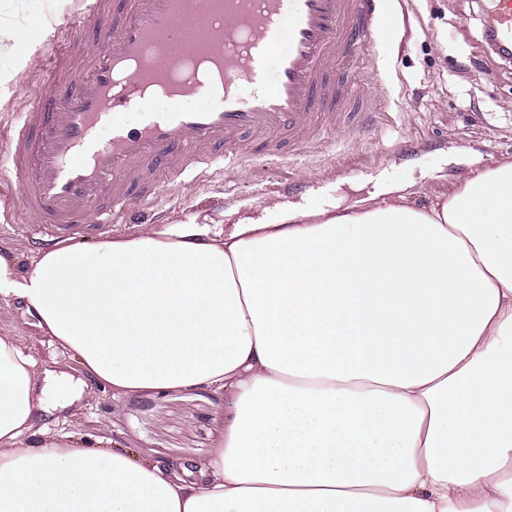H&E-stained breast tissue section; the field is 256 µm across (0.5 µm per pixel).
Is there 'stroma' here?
<instances>
[{
    "label": "stroma",
    "mask_w": 512,
    "mask_h": 512,
    "mask_svg": "<svg viewBox=\"0 0 512 512\" xmlns=\"http://www.w3.org/2000/svg\"><path fill=\"white\" fill-rule=\"evenodd\" d=\"M397 23L380 31L337 72L356 75L353 92L376 107L369 131L344 124L324 129L309 149L293 156H258L225 169L216 163L170 180L150 204L125 210L112 236L169 224L201 212L214 222L230 207L259 214L268 201L318 205L339 183L373 186L383 178L410 189L417 206L461 180L512 161V65L490 57L483 41L484 15L478 0H378ZM79 0H0V69L11 78L0 85V131L28 103L42 76L41 61L61 41L83 40L87 29ZM50 32H43V22ZM24 30L34 54L28 67H12L13 28ZM46 234L22 235L0 216V251L28 266L34 253L51 244ZM15 336L40 367L75 377L82 368L71 353L45 336L18 304H0V334ZM224 417L223 396L206 389L152 392L114 398L109 387L89 384L82 400L58 412L53 430L73 434L82 448H119L154 462L191 465L212 453Z\"/></svg>",
    "instance_id": "1"
}]
</instances>
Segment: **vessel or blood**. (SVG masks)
Instances as JSON below:
<instances>
[{"label": "vessel or blood", "mask_w": 512, "mask_h": 512, "mask_svg": "<svg viewBox=\"0 0 512 512\" xmlns=\"http://www.w3.org/2000/svg\"><path fill=\"white\" fill-rule=\"evenodd\" d=\"M86 49H61L7 143L24 223L95 234L198 165L300 149L336 121L372 45L370 0H81ZM485 36L512 49V0H485ZM203 106H195V99Z\"/></svg>", "instance_id": "1"}]
</instances>
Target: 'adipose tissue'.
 <instances>
[{"label":"adipose tissue","mask_w":512,"mask_h":512,"mask_svg":"<svg viewBox=\"0 0 512 512\" xmlns=\"http://www.w3.org/2000/svg\"><path fill=\"white\" fill-rule=\"evenodd\" d=\"M0 302L85 375L0 335V512H512V162L425 208L389 187L0 252ZM89 381L223 394L210 457L40 425Z\"/></svg>","instance_id":"obj_1"}]
</instances>
